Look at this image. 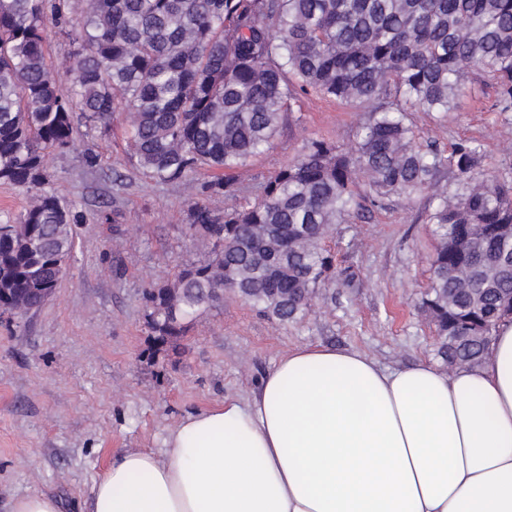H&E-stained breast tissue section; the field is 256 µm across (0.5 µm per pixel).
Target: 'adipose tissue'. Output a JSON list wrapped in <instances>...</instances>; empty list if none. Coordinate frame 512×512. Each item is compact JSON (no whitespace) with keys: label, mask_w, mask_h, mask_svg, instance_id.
Segmentation results:
<instances>
[{"label":"adipose tissue","mask_w":512,"mask_h":512,"mask_svg":"<svg viewBox=\"0 0 512 512\" xmlns=\"http://www.w3.org/2000/svg\"><path fill=\"white\" fill-rule=\"evenodd\" d=\"M165 446L113 458L88 512H512V316L447 371L295 347Z\"/></svg>","instance_id":"1"}]
</instances>
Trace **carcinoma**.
<instances>
[{"label": "carcinoma", "instance_id": "carcinoma-1", "mask_svg": "<svg viewBox=\"0 0 512 512\" xmlns=\"http://www.w3.org/2000/svg\"><path fill=\"white\" fill-rule=\"evenodd\" d=\"M72 2L0 0V180L33 199L0 219V304L35 305L75 249L77 219L46 151L74 143V113L106 124L123 108L131 155L156 182L218 171L186 215L208 259L145 294L160 343L226 291L269 319H301L334 278L322 243L360 206L362 176L375 201L430 193L437 245L422 306L448 365L482 357L512 312V185L476 170L479 142L448 156L416 145L405 114L448 111L474 67L499 81V109L512 112V0H79L77 18ZM49 20L80 47L62 76L47 62ZM300 93L374 105L354 148L310 139L253 200L211 206L241 196L230 172L271 146ZM448 166L462 176L451 194L436 183Z\"/></svg>", "mask_w": 512, "mask_h": 512}]
</instances>
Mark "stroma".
I'll use <instances>...</instances> for the list:
<instances>
[{
	"label": "stroma",
	"mask_w": 512,
	"mask_h": 512,
	"mask_svg": "<svg viewBox=\"0 0 512 512\" xmlns=\"http://www.w3.org/2000/svg\"><path fill=\"white\" fill-rule=\"evenodd\" d=\"M499 86L473 71L447 113L411 110L406 122L419 145L450 152L475 140L479 168L512 181V112L497 106ZM369 116L314 94L285 112L266 152L236 171L245 196L321 139L348 150ZM126 111L108 125L76 118V143L51 151L47 173L77 213L76 247L52 298L24 315L0 316V512L32 494L62 499L84 512L112 456L129 448L163 451L169 429L186 414L244 399L277 359L322 343L356 349L388 367L420 360L442 365L437 327L422 308L435 240L428 194L369 199L326 241L336 280L320 289L299 321L260 316L233 293L201 312L173 345L159 346L144 294L174 281L210 254L186 222L210 171L170 184L146 177L127 146ZM98 157L88 166L86 154Z\"/></svg>",
	"instance_id": "1"
}]
</instances>
